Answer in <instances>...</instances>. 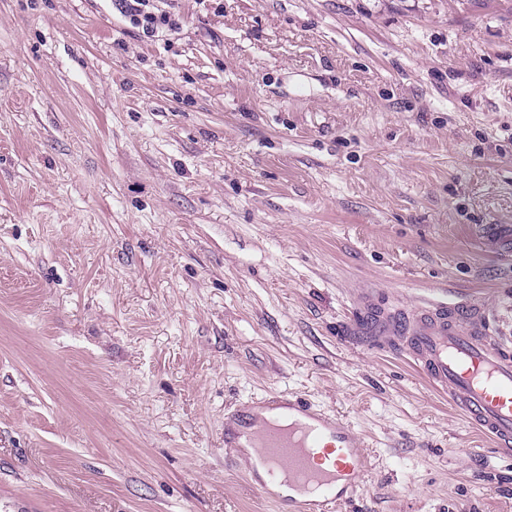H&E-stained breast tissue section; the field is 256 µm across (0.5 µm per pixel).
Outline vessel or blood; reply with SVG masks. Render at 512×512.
Listing matches in <instances>:
<instances>
[{
	"label": "vessel or blood",
	"instance_id": "b4317fda",
	"mask_svg": "<svg viewBox=\"0 0 512 512\" xmlns=\"http://www.w3.org/2000/svg\"><path fill=\"white\" fill-rule=\"evenodd\" d=\"M475 306L430 301L378 311L364 304L349 326L370 344L391 342L410 355L429 384L447 393L481 435L512 457V351L495 343ZM255 448L263 473L252 483L267 493L286 483L280 512H338L372 469L365 444L349 425L298 397L270 393L224 416V445Z\"/></svg>",
	"mask_w": 512,
	"mask_h": 512
}]
</instances>
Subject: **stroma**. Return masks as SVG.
<instances>
[{"label":"stroma","instance_id":"1","mask_svg":"<svg viewBox=\"0 0 512 512\" xmlns=\"http://www.w3.org/2000/svg\"><path fill=\"white\" fill-rule=\"evenodd\" d=\"M0 0V512H279L224 415L365 440L341 512H512V458L344 327L442 298L512 350V0ZM129 28L140 36L154 38L178 34L184 20L168 8L167 0H113ZM142 34V35H141Z\"/></svg>","mask_w":512,"mask_h":512}]
</instances>
